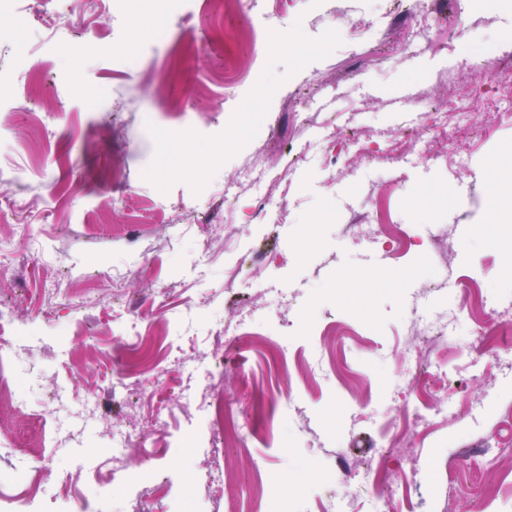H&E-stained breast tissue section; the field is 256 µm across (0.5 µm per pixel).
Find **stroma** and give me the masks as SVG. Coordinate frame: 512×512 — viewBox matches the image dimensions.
Listing matches in <instances>:
<instances>
[{
	"label": "stroma",
	"instance_id": "stroma-1",
	"mask_svg": "<svg viewBox=\"0 0 512 512\" xmlns=\"http://www.w3.org/2000/svg\"><path fill=\"white\" fill-rule=\"evenodd\" d=\"M422 5L438 15L426 29L396 0H183L170 11L45 0L44 25L26 27L0 0V46L24 38L47 65L17 92L48 122L24 123L0 103L11 131L0 190L38 204L28 236L0 221V262L12 266L0 303L17 317L0 512H23L15 478L38 466L42 512H71L80 496L89 512H132L148 488L146 512H224L228 501L253 512L261 498L277 512H318L324 494L350 492L331 479L340 461L381 455L409 512H512V456L496 448L512 440V373L489 333L512 298V100L490 80L480 95L494 111L455 96L476 83L475 52L512 68V0ZM352 21L361 39H350ZM48 25L68 39L47 43ZM452 141L450 173L426 154ZM260 201L270 211L256 220ZM372 215L409 225L413 253L394 260L360 240ZM447 234L449 254L434 244ZM464 274L478 292L442 370L453 401L482 400L481 417H449L386 457L387 419L433 392L404 383L428 355L408 343L407 322L456 309ZM54 283L51 303L43 290ZM283 291L286 335L260 301ZM116 294L127 308L113 307ZM223 322L282 336L287 368L266 348L210 336ZM120 369L140 393L115 387ZM203 388L213 404L198 411ZM53 389L65 404L49 402ZM287 390L307 423L289 417ZM154 395L185 410L170 429L181 448L156 437ZM18 399L34 415L15 413ZM87 400L100 405L91 419L79 412ZM239 407L255 442L214 447L225 409ZM360 409L366 422L350 427ZM134 414L155 452L132 457L130 481H116L112 428ZM218 463L230 475L220 490Z\"/></svg>",
	"mask_w": 512,
	"mask_h": 512
}]
</instances>
